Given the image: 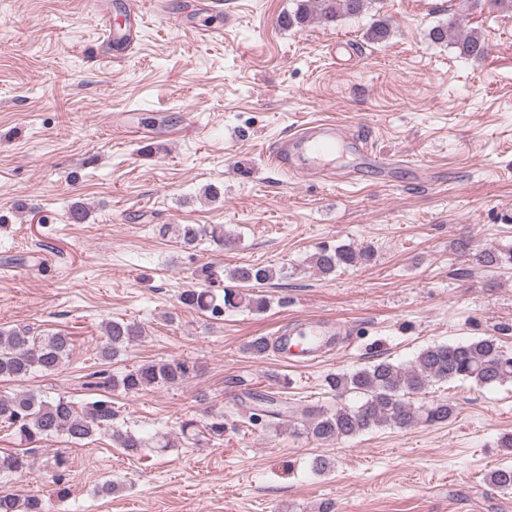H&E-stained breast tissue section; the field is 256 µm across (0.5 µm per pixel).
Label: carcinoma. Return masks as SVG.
Wrapping results in <instances>:
<instances>
[{
  "mask_svg": "<svg viewBox=\"0 0 512 512\" xmlns=\"http://www.w3.org/2000/svg\"><path fill=\"white\" fill-rule=\"evenodd\" d=\"M294 11L284 16L288 28H303L313 21L325 25L344 16L358 15L368 8L371 0H296ZM458 17L448 15V21L432 27L428 33L433 42L454 38L459 53L482 59L487 54L485 42L475 33L455 35ZM175 232L186 246L209 238L222 246L231 244L224 227H200L179 224ZM369 247L353 249L324 244L310 257L312 266L322 275L353 267L372 260ZM482 267L512 269V247H484L477 251ZM200 282L195 288L183 291L179 302L212 318L224 315V310L244 306L255 312L267 309L269 301L250 293V289L274 280L277 271L269 266L250 264L235 267L226 273L211 264H203L194 272ZM235 287L215 291L221 279ZM104 339L99 348L102 368L89 373L88 386L102 392L96 400L76 405L66 397L47 399L29 390L0 394V427L19 440L22 447L0 454V475H15L28 469L31 449L27 445L63 436L73 444L94 437L100 430L111 427L115 411L107 392L135 394L151 388L172 387L185 383L194 366L183 359L157 360L135 365L114 373L106 365L119 357L123 348L142 336V328L130 321L108 320L103 326ZM73 350L68 334L57 332L50 336H33L30 329L0 330V381H22L34 372L50 374L59 369ZM471 382L481 388L496 387L512 382V352L503 350L493 336L477 337L465 342L428 346L418 351L408 365L379 360L349 372H340L327 379L329 388L338 396H353L351 405L336 408L313 406L303 410V434L318 442L352 438L378 427L394 425L409 428L419 424L436 425L449 422L457 415L455 405L446 399L418 402L422 395L437 384ZM262 408L249 415L255 425L275 426L283 415L280 401L274 396L259 398ZM112 443L128 456H136L145 446L143 438L131 431H112ZM68 456L54 455V493L60 498L70 494L65 471ZM492 489L503 494L512 492V465H501L486 476ZM0 512H45V502L38 495L20 497L0 493Z\"/></svg>",
  "mask_w": 512,
  "mask_h": 512,
  "instance_id": "1",
  "label": "carcinoma"
}]
</instances>
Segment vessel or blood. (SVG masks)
Returning <instances> with one entry per match:
<instances>
[{
  "label": "vessel or blood",
  "mask_w": 512,
  "mask_h": 512,
  "mask_svg": "<svg viewBox=\"0 0 512 512\" xmlns=\"http://www.w3.org/2000/svg\"><path fill=\"white\" fill-rule=\"evenodd\" d=\"M115 13L122 16V24H112L111 16ZM95 17L106 33L102 51L112 61H121L137 40L143 18L140 0H117L114 9H96ZM346 146L357 153L364 167L384 169L383 158L369 149L366 141L352 136L344 125L328 119L308 121L296 133L281 137L271 160L281 171L314 177L323 172L326 157ZM332 333L330 324L308 319L295 328L284 329L279 346L284 355L291 357L293 364L308 363L315 360L321 339Z\"/></svg>",
  "instance_id": "vessel-or-blood-1"
}]
</instances>
